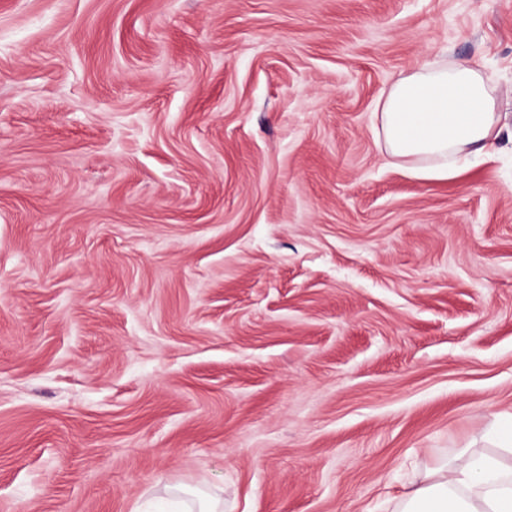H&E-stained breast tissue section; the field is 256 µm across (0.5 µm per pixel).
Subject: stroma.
<instances>
[{
	"instance_id": "stroma-1",
	"label": "stroma",
	"mask_w": 512,
	"mask_h": 512,
	"mask_svg": "<svg viewBox=\"0 0 512 512\" xmlns=\"http://www.w3.org/2000/svg\"><path fill=\"white\" fill-rule=\"evenodd\" d=\"M512 0H0V512H393L512 414V150L394 164ZM182 492L191 498L183 501L182 511L186 512H222L224 504L216 497L197 492L194 490L184 489Z\"/></svg>"
}]
</instances>
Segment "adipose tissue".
I'll list each match as a JSON object with an SVG mask.
<instances>
[{
	"mask_svg": "<svg viewBox=\"0 0 512 512\" xmlns=\"http://www.w3.org/2000/svg\"><path fill=\"white\" fill-rule=\"evenodd\" d=\"M378 108L387 153L424 178H447L460 163L494 148L504 129L489 80L453 61L398 78ZM399 512H512V467L464 449L452 465L428 471L405 492Z\"/></svg>",
	"mask_w": 512,
	"mask_h": 512,
	"instance_id": "adipose-tissue-1",
	"label": "adipose tissue"
}]
</instances>
